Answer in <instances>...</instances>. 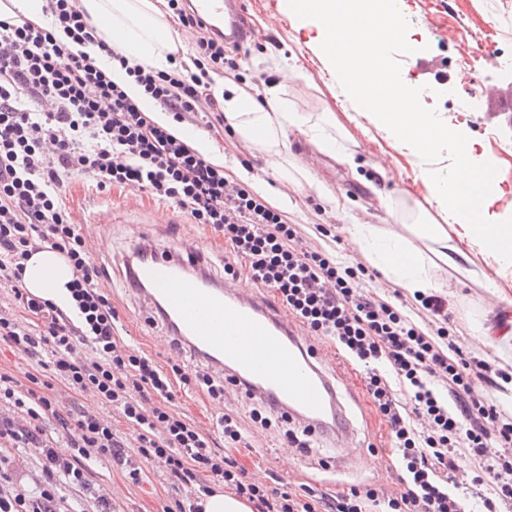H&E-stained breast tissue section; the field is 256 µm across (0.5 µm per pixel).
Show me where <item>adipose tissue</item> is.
<instances>
[{"label":"adipose tissue","instance_id":"obj_1","mask_svg":"<svg viewBox=\"0 0 512 512\" xmlns=\"http://www.w3.org/2000/svg\"><path fill=\"white\" fill-rule=\"evenodd\" d=\"M284 13L303 26L317 30L316 42L322 59L334 67L338 83L364 106L363 115L347 114L345 121L335 115L312 117L289 111L283 103L260 104L243 87L225 83L224 119L243 139L251 142L283 170V153L288 132L305 136L320 149L353 164L354 155L344 144L347 123L366 117L386 132L395 148L408 149L425 159L418 178L425 190L426 208L413 223L383 229L374 224L350 225L351 241L371 263L397 287L408 293L437 289L432 271L451 267L459 276L475 274L480 260L491 255L501 267L512 266V221L494 213L502 189L494 168L476 152L463 124L439 118L419 105L421 88L406 75L382 63L387 45H403L408 54L422 52L423 45L408 35L394 0H280ZM87 13L98 25L103 38L126 57L157 70L168 68V52L175 40L161 21L153 0H84ZM70 50L86 54L93 65L108 71L127 95L155 122L172 127L176 136L213 164L223 159L215 154L204 134L187 133L172 126L168 115L151 98L115 68L98 49L70 43ZM454 150L452 167L437 165V158ZM425 240L429 249L417 247ZM73 278L71 263L57 251L45 248L29 258L23 281L28 290L50 300L67 312L75 305L68 288Z\"/></svg>","mask_w":512,"mask_h":512}]
</instances>
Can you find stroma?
Instances as JSON below:
<instances>
[{
	"label": "stroma",
	"instance_id": "1",
	"mask_svg": "<svg viewBox=\"0 0 512 512\" xmlns=\"http://www.w3.org/2000/svg\"><path fill=\"white\" fill-rule=\"evenodd\" d=\"M246 2L250 21L260 31L259 38L240 51L246 64L241 84L246 90L260 100L276 94L290 111L314 116L359 111L358 102L341 89L332 67L319 57L313 28L299 27L281 11L279 0ZM403 13L408 17L409 33L422 40L429 55L445 58L455 69L461 67L463 56H472L471 65L461 67L467 78L456 84L455 98L447 100L428 94L419 103L426 111L464 123L479 153L493 163L497 172L509 174L495 209L512 215V121L483 123L484 102L480 96L483 85H512V71H502L492 62L498 51L512 48V0H412ZM350 133L357 161L353 168L302 135L289 133L287 142L290 169L308 171L334 194L346 197L348 204L346 210H337L315 190L292 187L288 194L293 207L285 219L300 225L307 241L342 261L358 257L346 238L345 225L391 223L393 217L408 216L415 201L423 199L425 193L417 177L419 160L408 150L394 149L386 134L373 127L366 131L354 127ZM207 135L215 152L224 158L226 174L235 177L244 170L249 180L280 188L267 158L252 145L220 128L208 129ZM126 195L123 188L96 192L78 177L66 203L83 222L84 233L95 241L96 261L106 263L112 276V304L127 332L126 343L164 363L173 355L167 329L162 323L151 321L143 301L123 286L120 258L132 240L146 230L164 246L175 242L192 244L220 269L224 266V241L203 224L157 223L156 216L164 210V203L145 197L139 208L131 209L125 204ZM319 224L333 225V236L319 235L315 230ZM434 276L443 283L440 294L448 300L450 324L462 349L495 362L497 367L512 368V356L499 359L496 343L472 330L476 324L495 327L501 313L512 315V267L500 268L489 258L481 262L477 276L471 279L458 277L449 268L435 271ZM325 367L335 374L345 397L346 414L359 438L368 445L365 455L343 467L324 468L321 461L331 454L328 439L317 438L310 452L302 454L286 447L284 429L275 422L266 429L247 426L246 446L233 451L238 463L250 473L272 469L283 482L295 486L303 483L319 494L375 480L387 488H398V456L362 394L359 371L333 357L327 359ZM175 404L216 439L221 436V413H234L247 420L253 406L252 400L244 396L220 405L193 386L177 390ZM88 465L94 473L96 489L113 495L119 512H176L179 492L172 490L150 464L140 463L141 481L137 484L131 482L127 470L111 462L92 459Z\"/></svg>",
	"mask_w": 512,
	"mask_h": 512
}]
</instances>
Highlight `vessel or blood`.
Listing matches in <instances>:
<instances>
[{
  "instance_id": "1",
  "label": "vessel or blood",
  "mask_w": 512,
  "mask_h": 512,
  "mask_svg": "<svg viewBox=\"0 0 512 512\" xmlns=\"http://www.w3.org/2000/svg\"><path fill=\"white\" fill-rule=\"evenodd\" d=\"M194 15L224 41L244 46L257 37L248 23L243 0H193ZM417 66L436 84L457 82L458 73L445 61L416 56ZM483 120L493 124L512 115V86L492 84L482 90ZM135 264L129 283L169 332L223 369L233 388L252 397L272 400L277 407L328 437L338 450L337 462L360 459L365 445L343 412L341 394L327 375L325 358L309 349L301 329L287 312L234 280L215 279L189 245L162 248L143 235L132 248Z\"/></svg>"
}]
</instances>
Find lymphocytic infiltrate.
<instances>
[{
    "instance_id": "lymphocytic-infiltrate-1",
    "label": "lymphocytic infiltrate",
    "mask_w": 512,
    "mask_h": 512,
    "mask_svg": "<svg viewBox=\"0 0 512 512\" xmlns=\"http://www.w3.org/2000/svg\"><path fill=\"white\" fill-rule=\"evenodd\" d=\"M179 27L195 31L194 56L169 53L167 70L130 63L101 36L75 0H47L50 25L0 19V341L39 359L43 376L28 387L0 373V512H73L66 490H92L89 459H107L139 480L133 458L162 469L172 489L196 498L216 483L246 499L252 512H464L465 494L481 512H512V417L490 396L512 374L465 354L447 329L448 300H419L435 323L425 333L363 282V263L337 260L308 243L299 225L247 183L230 180L169 129L158 125L106 73L57 40L63 28L97 47L142 85L179 123L199 116L223 123L215 94L226 71L223 35L196 19L187 0H167ZM30 98L36 110L21 108ZM96 190L130 187L169 204L224 237V276L247 274L269 290L308 335L331 342L363 369L365 394L384 423L402 464L400 491L350 486L332 497L307 487L281 488L249 476L227 450L243 443L237 416L224 414L223 443L174 408L176 384L224 397V377L210 367L159 365L118 335L117 314L76 215L65 204L75 177ZM45 247L74 269L69 284L80 312L72 318L23 285L25 263ZM50 360H42V349ZM63 384L57 392L55 384ZM93 396L100 410L82 404ZM117 411L127 431L104 408ZM18 448L37 451L34 489L19 477Z\"/></svg>"
}]
</instances>
